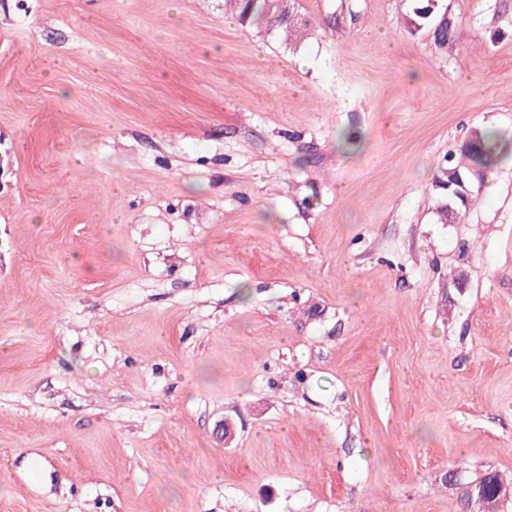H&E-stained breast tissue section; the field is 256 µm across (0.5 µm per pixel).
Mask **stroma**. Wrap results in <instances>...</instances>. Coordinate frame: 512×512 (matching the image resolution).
Segmentation results:
<instances>
[{"instance_id": "obj_1", "label": "stroma", "mask_w": 512, "mask_h": 512, "mask_svg": "<svg viewBox=\"0 0 512 512\" xmlns=\"http://www.w3.org/2000/svg\"><path fill=\"white\" fill-rule=\"evenodd\" d=\"M0 0V512H474L512 479V0ZM231 421L232 444L219 425ZM272 0H224V10L234 15L242 26H250L258 20L270 30L280 29L288 37L298 30L297 10L288 23H279L274 17L276 8ZM410 14L404 18L405 28L411 33L434 28L438 45L447 44L458 38L457 23L451 17L439 14L438 0H418ZM500 134L493 129H475L461 150V159L448 161L434 175L432 187L444 199L440 207V221L459 223L474 200V183L482 178L484 170L492 169L509 157ZM482 479L484 487L482 484L474 482L464 488L467 493L468 505L474 500L478 505H484L486 503L488 506L495 507L498 501L512 496L511 481L508 482L507 480L500 478L498 474L491 473L486 474Z\"/></svg>"}]
</instances>
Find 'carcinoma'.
Listing matches in <instances>:
<instances>
[{
	"label": "carcinoma",
	"mask_w": 512,
	"mask_h": 512,
	"mask_svg": "<svg viewBox=\"0 0 512 512\" xmlns=\"http://www.w3.org/2000/svg\"><path fill=\"white\" fill-rule=\"evenodd\" d=\"M224 10L234 15L243 26L260 21L269 29L277 28L289 37L298 30V18L295 16L286 23L278 22L274 17L276 8L272 0H224ZM404 25L411 33L434 30L435 41L439 45L458 38L457 23L451 17L439 14L438 0H421L406 15ZM505 158V145L497 131L474 130L461 150V159L439 167L434 175L432 187L446 199L439 210L440 221L445 224L460 222L474 199V183L482 178L484 171ZM483 485L486 504L491 507L512 496V482L496 474L483 477Z\"/></svg>",
	"instance_id": "carcinoma-1"
}]
</instances>
